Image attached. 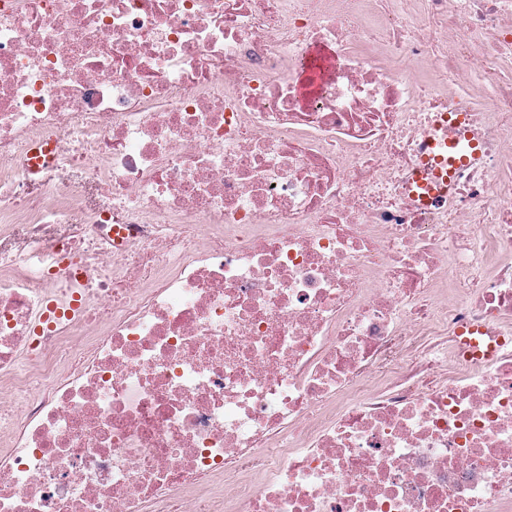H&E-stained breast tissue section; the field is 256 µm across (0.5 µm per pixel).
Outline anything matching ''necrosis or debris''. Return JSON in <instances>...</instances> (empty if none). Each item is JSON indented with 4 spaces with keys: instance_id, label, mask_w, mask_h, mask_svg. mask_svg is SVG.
<instances>
[{
    "instance_id": "4bbe7bcc",
    "label": "necrosis or debris",
    "mask_w": 512,
    "mask_h": 512,
    "mask_svg": "<svg viewBox=\"0 0 512 512\" xmlns=\"http://www.w3.org/2000/svg\"><path fill=\"white\" fill-rule=\"evenodd\" d=\"M3 376L0 512H512V0H0ZM448 121L458 131L452 141H448ZM424 143L420 165L414 175V183L421 191L414 192L413 199L420 206H428L448 197L454 187L455 171L480 157L476 142L466 127L465 116L460 112L454 113L453 118L448 115L439 118L426 131ZM435 164L440 165L435 169L436 180L432 184L424 183L425 171ZM481 330L476 327H469L467 329H462L459 332V336H463L461 342L465 352L474 355L476 357H483L482 360L487 361L493 356V347L488 345L485 350L481 351L479 347V343L476 337L480 336Z\"/></svg>"
}]
</instances>
